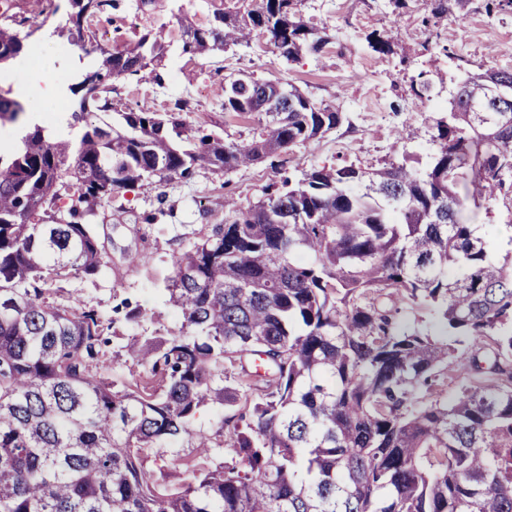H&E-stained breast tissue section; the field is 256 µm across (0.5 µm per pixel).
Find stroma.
Listing matches in <instances>:
<instances>
[{
	"mask_svg": "<svg viewBox=\"0 0 512 512\" xmlns=\"http://www.w3.org/2000/svg\"><path fill=\"white\" fill-rule=\"evenodd\" d=\"M300 10L310 25L333 36L320 53H307L288 63L259 36L251 47H233L202 61L174 54L165 62L162 83H119L117 99L130 104L144 101L165 112L177 98L188 95L193 109L184 113L186 122L235 138L246 132L247 125L225 117L221 87L225 73L240 71L295 85L316 102L344 112L347 123L295 148L280 169L266 163L226 173L200 167L187 179L162 184L145 180L118 191L95 218L108 227L106 247L112 266L95 282L70 280L67 291L72 302L98 307L107 315L115 297H128L160 313L166 327H178L180 320L166 307L164 295L173 274L172 259L200 232L224 223L226 196L246 206L261 199L269 183L298 178L303 171L339 159L368 168L406 153L427 161L435 150L427 129L455 92L462 69H512L510 14L490 17L475 10L435 28L425 26L429 11L418 0H406L402 9L395 8L392 0H302ZM385 29L393 32V48L379 54L369 48L366 37ZM435 38L448 44L452 55L441 61L444 82L436 84L431 97H421L413 93L411 79L430 70V54L423 45ZM41 43L39 62L14 72L9 84L0 85V94L23 97L30 110L49 103L48 98L30 93L32 72L58 59L56 39L45 37ZM402 126L409 136L394 143L392 133ZM132 255L139 257V266H130ZM116 284L121 287L117 293L112 290Z\"/></svg>",
	"mask_w": 512,
	"mask_h": 512,
	"instance_id": "35a3bbf8",
	"label": "stroma"
}]
</instances>
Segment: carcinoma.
<instances>
[{
    "label": "carcinoma",
    "instance_id": "1",
    "mask_svg": "<svg viewBox=\"0 0 512 512\" xmlns=\"http://www.w3.org/2000/svg\"><path fill=\"white\" fill-rule=\"evenodd\" d=\"M136 0L148 16L118 51L88 26L122 0H68L53 34L96 55L68 85V127L28 126L0 149V512H512V251L497 225L462 218L501 200L512 213V105L471 74L429 127V161L315 166L265 188L174 256L176 331L122 346L145 377L118 381L108 349L124 322L155 320L126 297L110 319L62 300L61 283L110 263L83 222L120 189L270 162L335 131V107L278 78L224 75L221 139L168 112L126 105L114 82L161 83L172 47L194 58L256 31L288 63L332 36L300 0ZM489 16L512 0H482ZM27 13L0 16V64L33 45ZM392 51V31L367 36ZM276 111H268L270 102ZM22 103L0 95V121ZM478 190L470 192L469 186ZM432 312L430 327L417 314ZM214 404L243 405L223 438L196 427ZM187 441L191 456L172 448Z\"/></svg>",
    "mask_w": 512,
    "mask_h": 512
}]
</instances>
